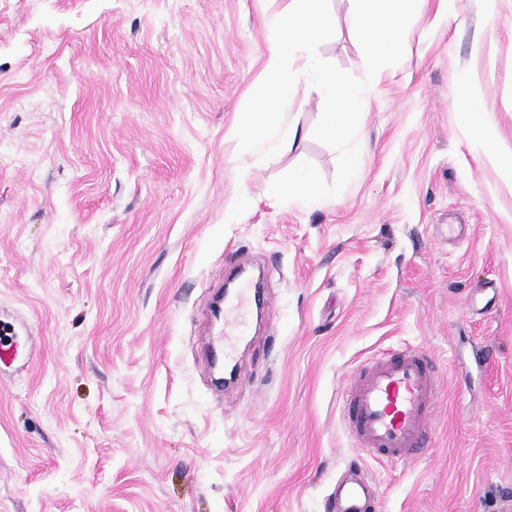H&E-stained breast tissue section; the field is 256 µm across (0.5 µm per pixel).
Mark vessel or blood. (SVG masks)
I'll return each mask as SVG.
<instances>
[{"instance_id": "b4317fda", "label": "vessel or blood", "mask_w": 512, "mask_h": 512, "mask_svg": "<svg viewBox=\"0 0 512 512\" xmlns=\"http://www.w3.org/2000/svg\"><path fill=\"white\" fill-rule=\"evenodd\" d=\"M257 289L242 284L224 309V333L213 337L214 354L224 358V379L243 378L233 341L244 336L242 311L258 300ZM440 375L432 355L405 347L377 357L349 374L344 382L341 414L358 449L390 462H408L428 447L439 399ZM378 489L360 463L344 468L331 493L336 512H367Z\"/></svg>"}]
</instances>
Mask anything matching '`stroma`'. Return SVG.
<instances>
[{
	"mask_svg": "<svg viewBox=\"0 0 512 512\" xmlns=\"http://www.w3.org/2000/svg\"><path fill=\"white\" fill-rule=\"evenodd\" d=\"M287 2L0 0V512H328L359 456L344 380L401 344L443 392L417 460H363L368 512H512V182L458 115L482 93L512 149V0H423L358 178L317 209L270 193L305 160L336 178L317 95L292 150L245 181L232 157ZM330 10L322 56L364 77L348 0ZM242 262L269 303L217 393L199 342Z\"/></svg>",
	"mask_w": 512,
	"mask_h": 512,
	"instance_id": "1",
	"label": "stroma"
}]
</instances>
